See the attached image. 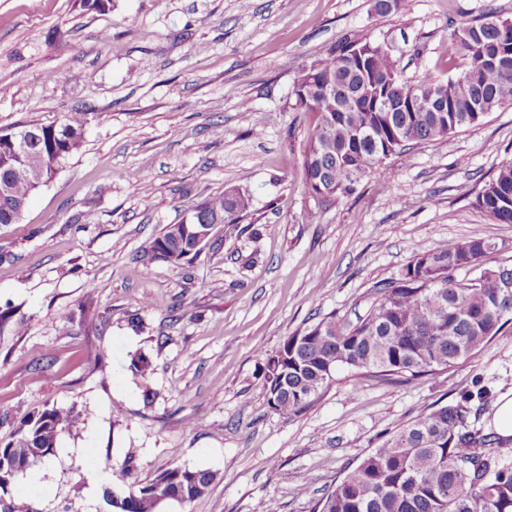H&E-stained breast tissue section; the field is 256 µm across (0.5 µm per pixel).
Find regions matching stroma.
<instances>
[{
    "label": "stroma",
    "mask_w": 512,
    "mask_h": 512,
    "mask_svg": "<svg viewBox=\"0 0 512 512\" xmlns=\"http://www.w3.org/2000/svg\"><path fill=\"white\" fill-rule=\"evenodd\" d=\"M512 0H0V128L89 115L79 154L0 225V441L49 407L82 420L24 492L36 512H107L104 488L180 465L216 472L203 497L162 512H316L348 469L407 422L486 387L488 428L512 391V323L484 349L397 382L340 372L302 415L272 411L261 369L283 341L332 314L355 323L377 282L416 248L479 236L512 265V224L476 196L512 160V108L387 159L357 192L306 189L309 119L294 81L347 34L382 43L407 79L459 74L448 36ZM240 189L247 215L189 264L144 254L194 203ZM316 221H308L309 212ZM99 353L91 361L89 352ZM150 364L136 375L138 358ZM114 467L91 480L86 457Z\"/></svg>",
    "instance_id": "stroma-1"
}]
</instances>
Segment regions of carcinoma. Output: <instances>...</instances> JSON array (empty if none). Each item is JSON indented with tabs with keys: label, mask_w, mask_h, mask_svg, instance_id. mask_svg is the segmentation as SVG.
Listing matches in <instances>:
<instances>
[{
	"label": "carcinoma",
	"mask_w": 512,
	"mask_h": 512,
	"mask_svg": "<svg viewBox=\"0 0 512 512\" xmlns=\"http://www.w3.org/2000/svg\"><path fill=\"white\" fill-rule=\"evenodd\" d=\"M504 33L512 34V25L494 16L453 30L448 56L461 61V72L441 80L425 71L412 83L382 44L356 33L344 37L315 61L313 81L304 71L294 83L296 106L309 117L310 150L303 161L307 191L352 195L380 159L511 108L512 65L501 70L484 63L498 47H512ZM368 46L374 55L364 65L348 51ZM443 87L448 89L446 112L372 109L378 96L393 106L407 105ZM87 121V113L71 112L58 125L30 122L0 130V224L18 223L32 196L80 151ZM19 132L40 157L23 175L16 174L19 158L11 142ZM476 203L494 221L512 224L511 161L484 185ZM250 205L249 195L228 189L194 205L192 221L207 229L218 219L237 224ZM204 249L192 229L168 224L152 241L149 257L178 265ZM496 251V243L483 237L416 249L400 278L376 286L375 303L356 324L345 328L330 315L287 337L263 369L270 408L289 417L304 413L341 370L417 377L473 356L512 322V288L500 287L501 281L512 280V266L482 267ZM475 399L486 400L487 390L466 393L405 424L322 496L317 512H512V463L502 461L495 436L475 426ZM79 420V413L61 408L23 419L11 438L0 442V472L43 462L50 449L58 448L62 431ZM216 478L211 470L173 466L151 483H132L120 494L106 488L103 499L115 512H158L163 502L173 500L175 486L192 484L178 500L186 504L206 495ZM0 512L33 510L10 497L3 481Z\"/></svg>",
	"instance_id": "carcinoma-1"
}]
</instances>
